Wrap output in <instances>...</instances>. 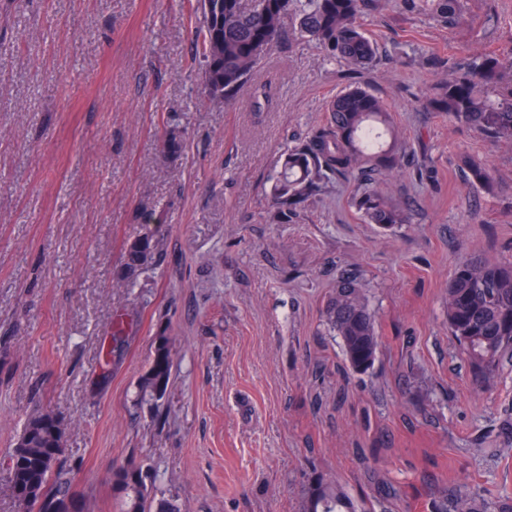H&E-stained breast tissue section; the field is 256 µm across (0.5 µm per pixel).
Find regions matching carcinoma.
<instances>
[{"mask_svg":"<svg viewBox=\"0 0 512 512\" xmlns=\"http://www.w3.org/2000/svg\"><path fill=\"white\" fill-rule=\"evenodd\" d=\"M403 9L424 12L444 27L474 28L476 17L462 0H401ZM380 7L379 0H238L201 4L202 77L214 99L230 100L247 84L260 62L288 35L309 39L326 56L354 69L368 66L377 45L366 35L361 17ZM292 16L290 27L284 20ZM435 112L473 128L491 140L512 146V46L505 52L482 54L464 67L447 71L423 100ZM324 124L313 128L288 153L274 192L273 219L282 223L332 181H356L352 205L382 230L409 222V214L383 190L382 184L401 172L397 134L389 108L362 87H349L332 97ZM466 180L493 189L486 162L468 159ZM125 279L155 262L150 237L130 243L125 251ZM448 331L467 362L471 381L481 390L495 383L506 359H512V259L464 257L455 267L446 300ZM322 318L341 340L345 360L358 373L375 363L378 336L366 289L357 277H343L328 298ZM172 370L170 340L154 337L141 391L160 399ZM49 414L31 416L9 457V484L18 512H89V504L72 494L71 479L62 465L65 424L48 422ZM112 490L123 512H177L173 500L155 486L152 470L129 462L112 471ZM491 505L473 491L458 495L453 512H488ZM303 512H356L333 478L320 474L309 483Z\"/></svg>","mask_w":512,"mask_h":512,"instance_id":"1","label":"carcinoma"}]
</instances>
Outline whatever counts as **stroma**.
I'll list each match as a JSON object with an SVG mask.
<instances>
[{
	"mask_svg": "<svg viewBox=\"0 0 512 512\" xmlns=\"http://www.w3.org/2000/svg\"><path fill=\"white\" fill-rule=\"evenodd\" d=\"M463 4L482 27L382 0L360 71L283 42L226 105L201 83L197 0H0V512L41 412L64 421L90 512H120L112 470L129 461L182 512H302L316 472L372 512L474 489L512 503V363L474 389L445 313L458 261L512 243V150L420 103L449 68L512 46V0ZM353 85L394 115L387 191L409 223L364 222L343 181L272 223L289 148ZM465 155L490 163L493 190L466 182ZM147 235L154 265L118 286ZM350 273L379 333L365 374L322 321ZM160 334L173 367L155 401L139 380Z\"/></svg>",
	"mask_w": 512,
	"mask_h": 512,
	"instance_id": "1",
	"label": "stroma"
}]
</instances>
